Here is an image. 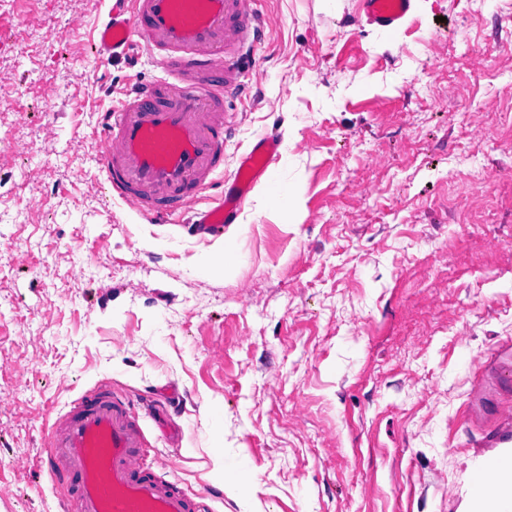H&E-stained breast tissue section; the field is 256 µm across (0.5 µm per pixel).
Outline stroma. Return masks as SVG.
Masks as SVG:
<instances>
[{"instance_id":"1","label":"stroma","mask_w":512,"mask_h":512,"mask_svg":"<svg viewBox=\"0 0 512 512\" xmlns=\"http://www.w3.org/2000/svg\"><path fill=\"white\" fill-rule=\"evenodd\" d=\"M268 15L238 132L281 138L222 238L102 187L97 114L164 73L98 62L105 0H0V512H60L43 431L102 381L152 396L143 463L213 512H464L512 435V0ZM223 270L204 272L218 248ZM213 490V489H212ZM414 0H362L367 22L385 32L396 30L412 10Z\"/></svg>"}]
</instances>
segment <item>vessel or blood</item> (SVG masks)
<instances>
[{
  "mask_svg": "<svg viewBox=\"0 0 512 512\" xmlns=\"http://www.w3.org/2000/svg\"><path fill=\"white\" fill-rule=\"evenodd\" d=\"M413 0H362L371 25L396 30ZM267 21L247 0H107L95 42L101 62L144 49L164 79L133 82L98 116L102 185L158 222L192 211L193 223L220 236L278 153L276 135L256 138L224 172L236 125L226 104L242 98L245 64L266 39ZM217 190L215 207L196 206ZM42 460L62 512H211L142 466L150 443L130 396L103 382L73 400L44 428Z\"/></svg>",
  "mask_w": 512,
  "mask_h": 512,
  "instance_id": "1",
  "label": "vessel or blood"
}]
</instances>
